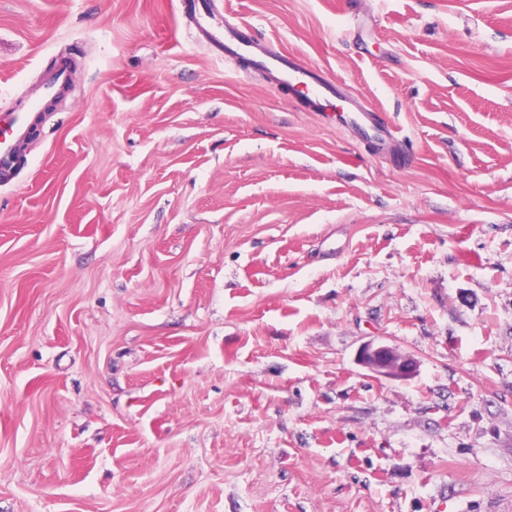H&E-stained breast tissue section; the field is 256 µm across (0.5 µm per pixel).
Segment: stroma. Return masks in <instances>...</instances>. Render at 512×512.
Instances as JSON below:
<instances>
[{
	"instance_id": "obj_1",
	"label": "stroma",
	"mask_w": 512,
	"mask_h": 512,
	"mask_svg": "<svg viewBox=\"0 0 512 512\" xmlns=\"http://www.w3.org/2000/svg\"><path fill=\"white\" fill-rule=\"evenodd\" d=\"M183 7L0 0V512H512V0H214L385 148ZM197 26L224 58L250 61L253 69L272 76L281 86L305 98L315 110L335 112L336 108L332 116L357 137L391 141L396 138L394 130L379 123L354 97L342 96L336 86L321 80L314 70L298 63L292 54L277 50L257 53L259 44L242 35L239 24L230 25L224 19V26L208 21H198ZM69 86V71L60 64L44 77L37 96L24 97L10 109L0 111V171L10 170L14 166L16 147L28 132L31 113L37 112L44 100L65 95ZM357 361L368 372L388 379L409 378L417 368L413 358L391 345L375 340L361 346Z\"/></svg>"
}]
</instances>
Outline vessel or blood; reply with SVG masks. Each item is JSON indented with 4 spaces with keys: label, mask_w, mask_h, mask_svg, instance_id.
Wrapping results in <instances>:
<instances>
[{
    "label": "vessel or blood",
    "mask_w": 512,
    "mask_h": 512,
    "mask_svg": "<svg viewBox=\"0 0 512 512\" xmlns=\"http://www.w3.org/2000/svg\"><path fill=\"white\" fill-rule=\"evenodd\" d=\"M201 34L225 57L250 61L255 70L272 76L281 86L306 99L316 110L334 112L337 122L357 137L394 139L395 132L383 126L354 97L341 95L339 89L321 80L311 68L298 63L291 54L277 50H259L256 41L242 35L238 26L199 22ZM70 86L69 71L58 66L49 72L35 97L18 100L10 109L0 112V171L10 170L16 159V147L29 129L30 116L40 109L43 100L65 95Z\"/></svg>",
    "instance_id": "1"
}]
</instances>
